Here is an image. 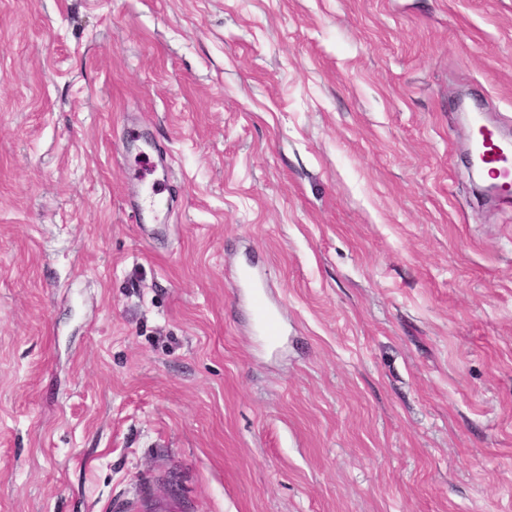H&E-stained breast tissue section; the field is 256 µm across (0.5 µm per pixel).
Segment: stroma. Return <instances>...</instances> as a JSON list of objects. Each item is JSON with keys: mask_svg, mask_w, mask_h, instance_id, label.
I'll list each match as a JSON object with an SVG mask.
<instances>
[{"mask_svg": "<svg viewBox=\"0 0 512 512\" xmlns=\"http://www.w3.org/2000/svg\"><path fill=\"white\" fill-rule=\"evenodd\" d=\"M475 109L512 0H0V512H512ZM237 288L246 289L247 295L253 299L257 321L259 325L265 329L266 333L271 335L269 338L273 340L275 336H272L271 326L275 322V319L272 317L271 310L263 301L262 288H264V286L258 282L254 276L246 273Z\"/></svg>", "mask_w": 512, "mask_h": 512, "instance_id": "obj_1", "label": "stroma"}]
</instances>
